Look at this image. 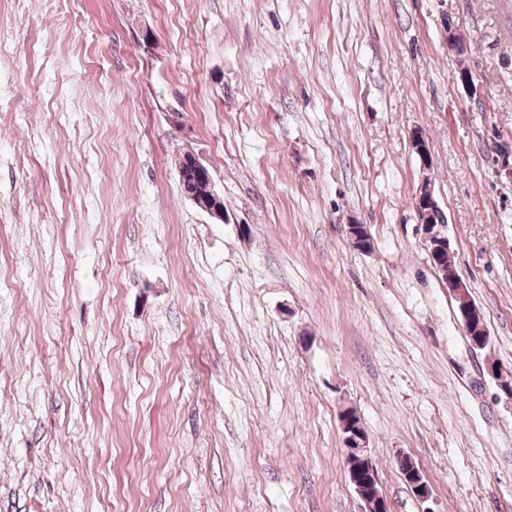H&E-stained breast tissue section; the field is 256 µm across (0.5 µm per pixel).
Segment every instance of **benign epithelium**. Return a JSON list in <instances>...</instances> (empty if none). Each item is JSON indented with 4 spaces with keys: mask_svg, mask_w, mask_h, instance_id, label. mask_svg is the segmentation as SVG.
<instances>
[{
    "mask_svg": "<svg viewBox=\"0 0 512 512\" xmlns=\"http://www.w3.org/2000/svg\"><path fill=\"white\" fill-rule=\"evenodd\" d=\"M190 165L197 173L201 181L202 189L189 199L200 209L207 212L218 222H224V208L221 206L223 199L215 188L213 176L202 159L193 156ZM438 208L434 200L431 185L426 183L421 186L416 198L415 209L418 215L428 218ZM429 246L430 258L434 265L442 261L440 248H449L447 237L440 231L426 234ZM341 429L344 442V464L348 478L355 492L363 503L362 512H390L386 498L379 490L378 474L367 448V434L363 426H351L349 412L341 415ZM397 466L405 481L412 487L416 496L423 502L431 498L432 492L424 481L419 467L407 454L397 457Z\"/></svg>",
    "mask_w": 512,
    "mask_h": 512,
    "instance_id": "obj_1",
    "label": "benign epithelium"
}]
</instances>
